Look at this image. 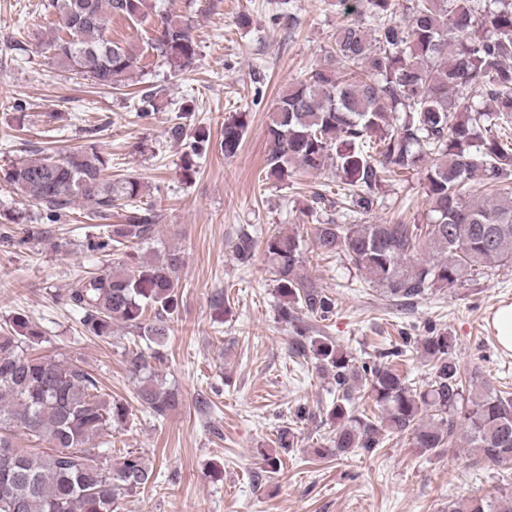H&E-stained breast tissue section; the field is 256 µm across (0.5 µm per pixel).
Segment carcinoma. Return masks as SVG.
Returning <instances> with one entry per match:
<instances>
[{"mask_svg":"<svg viewBox=\"0 0 512 512\" xmlns=\"http://www.w3.org/2000/svg\"><path fill=\"white\" fill-rule=\"evenodd\" d=\"M68 20L45 42L55 65L117 88L139 68L142 53L109 35L112 17L148 20V0H51ZM346 23L336 29L328 61L288 87L268 128L266 175L285 182L298 170H334L347 211L367 212L376 191L390 179L421 175L430 209L424 224H340L313 227V245L323 254L343 253L389 299L400 305L444 288L491 264L512 261V142L498 135L512 126V0H336ZM189 20L169 13L154 26L149 45L174 71L193 68L199 55ZM182 109L167 130L184 144L179 174L188 182L213 147L197 129L185 142ZM245 113L224 119L219 147L235 156L244 139ZM109 159L96 146L35 157L0 168V182L41 208L47 221L60 220L78 202L99 221V240L88 248L125 249L128 262L105 273L76 278L64 300L79 314L84 331L112 339L113 327L137 333L145 347L128 350L137 402L164 418L182 405L179 392L157 371L178 308L181 254L170 250L155 261L137 249L152 238L157 214L133 205L110 224L121 201H135L144 186L135 178L106 177ZM488 186L490 197L472 199L467 185ZM268 259L281 321L293 327L290 354L313 359L331 374L336 421L331 447L317 455L372 453L379 427L411 434L423 452L453 447L459 422L468 445L486 463L512 461V396L466 388L446 333L430 331L416 349L431 365L427 388H417L395 359L407 356L408 339L384 349L379 360L356 366L326 336L309 335L298 314L326 320L336 299L300 275L303 239L280 225L264 237L247 230L234 244L238 262L250 264L258 247ZM428 261H412L421 248ZM154 310L152 318L144 316ZM44 341L38 326L14 316L0 333V512H120V500L156 480L144 457L129 451L112 462L110 432L126 421L125 403L101 393L96 376L67 359L31 354ZM361 382L374 402L375 418L353 404ZM39 444L23 448L18 436ZM450 512H512L484 498H462Z\"/></svg>","mask_w":512,"mask_h":512,"instance_id":"1","label":"carcinoma"}]
</instances>
